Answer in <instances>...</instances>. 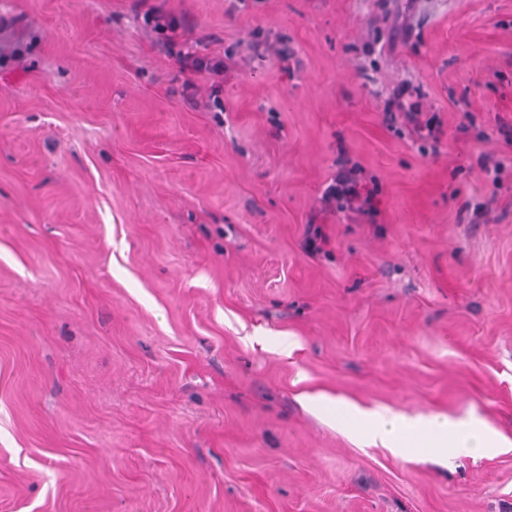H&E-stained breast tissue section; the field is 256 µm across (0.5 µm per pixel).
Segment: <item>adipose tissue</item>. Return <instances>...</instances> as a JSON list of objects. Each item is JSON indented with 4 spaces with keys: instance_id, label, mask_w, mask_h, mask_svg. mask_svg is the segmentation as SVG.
Listing matches in <instances>:
<instances>
[{
    "instance_id": "1",
    "label": "adipose tissue",
    "mask_w": 512,
    "mask_h": 512,
    "mask_svg": "<svg viewBox=\"0 0 512 512\" xmlns=\"http://www.w3.org/2000/svg\"><path fill=\"white\" fill-rule=\"evenodd\" d=\"M304 402L324 412L334 422L353 427L373 444L401 453L415 451L444 456L459 448H507L512 440L484 428L480 422H462L445 415L409 417L386 408L366 409L326 393L307 394Z\"/></svg>"
}]
</instances>
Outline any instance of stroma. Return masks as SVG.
I'll return each instance as SVG.
<instances>
[{
  "label": "stroma",
  "instance_id": "obj_1",
  "mask_svg": "<svg viewBox=\"0 0 512 512\" xmlns=\"http://www.w3.org/2000/svg\"><path fill=\"white\" fill-rule=\"evenodd\" d=\"M511 133L512 0H0V512H512L300 399L512 439ZM178 63L183 71H189L191 73H202L207 71L210 74H221L224 72V60L214 58L210 60H204L195 55L186 52L179 56ZM406 89H402L392 96L388 97L386 101V113H391L393 118L395 112L403 113L410 132L419 139L437 138L438 121L436 117H429L425 120L421 119L422 112L415 109L413 105H406L402 101V96ZM359 172L355 166L347 168L344 165L336 175L335 184L328 188L326 202L335 200L340 209L372 221L376 213L373 207L375 190L361 184Z\"/></svg>",
  "mask_w": 512,
  "mask_h": 512
}]
</instances>
